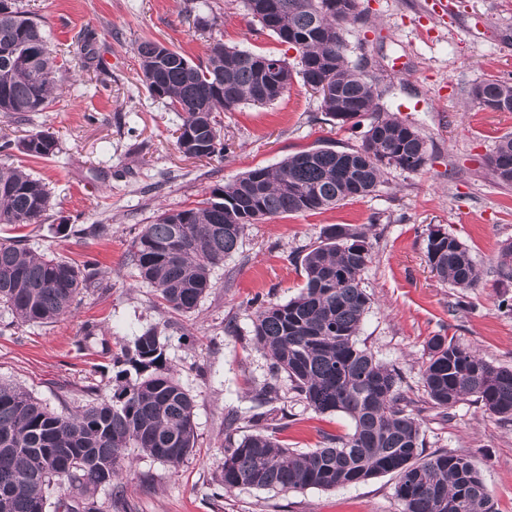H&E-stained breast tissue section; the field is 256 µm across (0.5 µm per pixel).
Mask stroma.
<instances>
[{"instance_id":"obj_1","label":"stroma","mask_w":512,"mask_h":512,"mask_svg":"<svg viewBox=\"0 0 512 512\" xmlns=\"http://www.w3.org/2000/svg\"><path fill=\"white\" fill-rule=\"evenodd\" d=\"M425 0H359L365 26L348 25L346 54L367 59L381 102L425 136L431 158L420 171L388 170L367 197L314 214L275 216L250 225L236 253L212 271L214 283L191 314L159 305L127 254L128 241L160 210H182L257 167L294 153L361 143V129L339 127L320 100L293 80L273 104L243 103L220 113L224 156L195 159L176 145L178 113L152 99L140 80L135 44L145 38L205 61L219 41L297 63L298 54L251 30L244 0H19L35 13L61 51L95 30L90 68L70 67L63 92L20 121L0 113V138L51 133L59 147L47 160H11L48 183L52 206L41 223L0 224V239L23 237L32 250L98 269L70 316L46 325L14 321L0 308V382L23 387L49 410L68 413L112 396L113 356L154 327L168 362L194 399L197 441L179 468L126 451L131 469L118 482L121 512H402L397 478L383 474L354 485L299 492L239 488L216 496L224 461V417L236 413L237 436L258 430L255 395L271 379L270 359L252 335L255 299L285 302L305 283L302 259L329 224H369L373 259L364 274L371 298L357 338L379 361L397 367L408 411L421 422L426 453L464 457L479 470L496 512H512V422L473 398L448 410L424 391L423 353L435 335L477 349L512 368V287L495 272L512 241V186L499 184L487 158L512 133V112H489L471 98L476 84L512 80V0H447L428 14ZM107 225V235L94 227ZM442 229L471 251L481 280L466 294L442 282L427 258L428 235ZM93 336H85V324ZM270 416L284 419L277 438L304 453L352 422L318 414L287 376Z\"/></svg>"}]
</instances>
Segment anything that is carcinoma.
Masks as SVG:
<instances>
[{"label":"carcinoma","instance_id":"cac0c4a2","mask_svg":"<svg viewBox=\"0 0 512 512\" xmlns=\"http://www.w3.org/2000/svg\"><path fill=\"white\" fill-rule=\"evenodd\" d=\"M342 0H245L251 22L298 53V71L280 57L229 47L217 41L204 63L155 40L138 42L142 84L179 113L176 143L194 158L224 155L216 113L241 103L267 105L285 92L270 86L263 61L281 63L280 75L317 93L336 124L357 127L370 117L360 146L344 151L313 148L288 156L274 168H255L211 190L183 210H163L128 243L140 278L170 310L193 312L213 287L211 270L235 253L249 225L282 215L317 212L373 193L390 168L416 172L429 159L427 140L412 124L379 104L376 78L363 61L352 63L343 38L348 24L366 22L358 0L341 13ZM40 22L14 0H0V112L26 118L45 110L63 66ZM485 98L512 106V82L478 83ZM12 149L33 159L57 153L49 133H32ZM488 162L501 184H512V135L498 140ZM51 206L47 184L21 165L0 163V224H38ZM365 224H330L302 259L305 284L286 301H261L253 336L267 350L272 378L284 373L320 414L342 413L353 429L325 436L324 446L296 453L276 433L258 430L236 439L234 413L224 417V464L217 488L302 491L334 489L381 474L397 476L403 512H494L483 479L464 457L423 455L418 418L401 405L402 375L357 345L371 298L363 273L371 261ZM179 242L173 253L170 246ZM427 258L445 283L467 291L479 283L470 249L440 230L428 235ZM497 272L512 283V242L503 244ZM96 287L90 264L81 267L38 254L23 240L0 242V304L22 323L51 324L69 314L77 297ZM109 401L61 415L28 391L0 382V498L6 512H102L95 492L119 477L125 450L177 468L195 448L194 401L167 362L157 330L148 328L121 348ZM425 391L446 410L473 397L486 411L512 421V369L495 366L475 350L436 335L429 339L423 369ZM67 479V499L50 502L54 480Z\"/></svg>","mask_w":512,"mask_h":512}]
</instances>
